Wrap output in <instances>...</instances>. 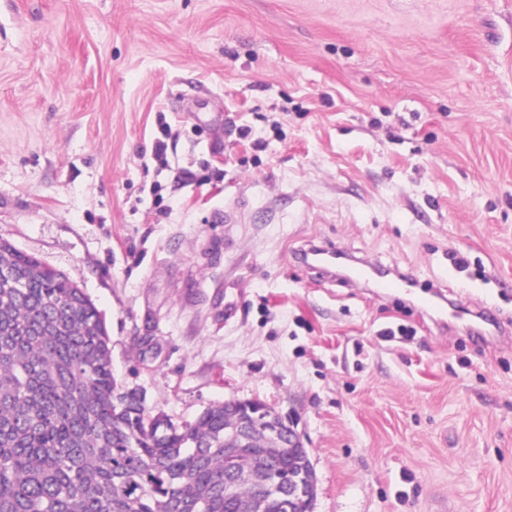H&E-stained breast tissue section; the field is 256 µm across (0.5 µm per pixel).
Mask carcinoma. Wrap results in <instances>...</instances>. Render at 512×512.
<instances>
[{"label": "carcinoma", "mask_w": 512, "mask_h": 512, "mask_svg": "<svg viewBox=\"0 0 512 512\" xmlns=\"http://www.w3.org/2000/svg\"><path fill=\"white\" fill-rule=\"evenodd\" d=\"M251 404L205 408L181 425L151 415L112 373L110 336L63 272L0 241V512H253L250 476L313 474L305 448H256L224 499V421ZM288 509L275 494L265 512Z\"/></svg>", "instance_id": "carcinoma-1"}]
</instances>
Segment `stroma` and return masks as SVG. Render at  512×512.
<instances>
[{
  "mask_svg": "<svg viewBox=\"0 0 512 512\" xmlns=\"http://www.w3.org/2000/svg\"><path fill=\"white\" fill-rule=\"evenodd\" d=\"M1 239L92 298L151 411L292 418L313 512H512V0H0ZM298 255L305 263L319 267L325 274L333 273L336 257L343 258L336 246L329 243L312 244ZM368 281H372L374 288L387 296H414L419 308L426 309L430 314H434L443 321L441 318L444 311L442 305L433 301V294L430 291L421 289L428 287L421 285L411 272H401L396 269L386 270L385 274L374 275L365 262L353 261L349 267L348 282L364 283Z\"/></svg>",
  "mask_w": 512,
  "mask_h": 512,
  "instance_id": "stroma-1",
  "label": "stroma"
}]
</instances>
